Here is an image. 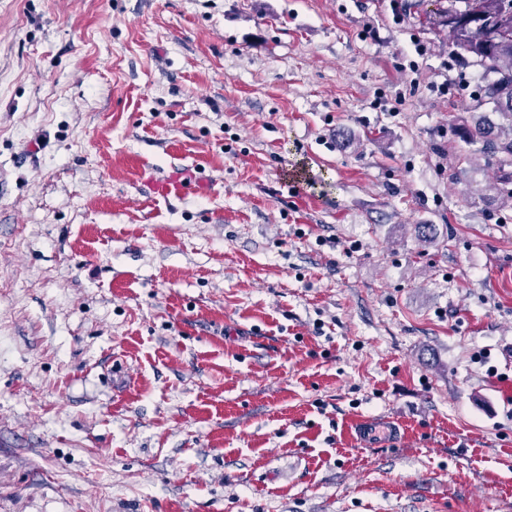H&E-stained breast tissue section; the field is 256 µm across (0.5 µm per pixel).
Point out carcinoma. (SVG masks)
I'll use <instances>...</instances> for the list:
<instances>
[{
    "mask_svg": "<svg viewBox=\"0 0 512 512\" xmlns=\"http://www.w3.org/2000/svg\"><path fill=\"white\" fill-rule=\"evenodd\" d=\"M464 2V7L457 2ZM448 30V53L483 68L486 82L473 108L488 106L497 125L479 124L462 132L473 155L496 170L497 189L512 184V0H448L435 19Z\"/></svg>",
    "mask_w": 512,
    "mask_h": 512,
    "instance_id": "carcinoma-1",
    "label": "carcinoma"
}]
</instances>
